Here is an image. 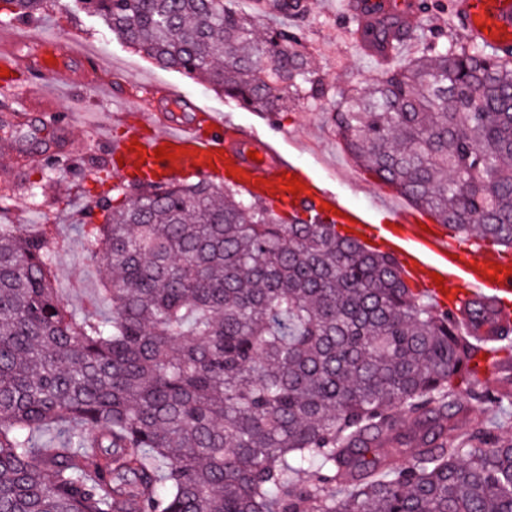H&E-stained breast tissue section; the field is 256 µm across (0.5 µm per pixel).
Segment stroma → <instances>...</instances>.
<instances>
[{
  "label": "stroma",
  "instance_id": "stroma-1",
  "mask_svg": "<svg viewBox=\"0 0 512 512\" xmlns=\"http://www.w3.org/2000/svg\"><path fill=\"white\" fill-rule=\"evenodd\" d=\"M311 2L302 34L312 67L332 86L374 82L376 62L352 33L348 0ZM42 37L58 41L64 67L74 79L60 93L54 86H41L40 98L33 99L28 95L31 77L22 70L15 96L0 97V127L15 121L21 129L12 136L0 130V224L27 230L52 225L60 242L54 286L74 312L87 307L110 276L85 248L84 211L100 191L94 171L107 162L108 140L122 132L120 114L150 111L153 96L161 90L187 103L185 109L170 112L173 121L193 120V108L199 105L220 113L243 132H277L289 155L331 180L349 203L373 207L377 223H390V207L407 202L352 162L338 142L328 102L300 99L288 111L261 115L203 81L157 65L95 17L70 12L61 2L40 18L0 23V48L26 55ZM60 120L67 122L70 140L81 142L82 148L65 153L60 165L51 168L47 148L60 140Z\"/></svg>",
  "mask_w": 512,
  "mask_h": 512
}]
</instances>
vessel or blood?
Listing matches in <instances>:
<instances>
[{
	"label": "vessel or blood",
	"mask_w": 512,
	"mask_h": 512,
	"mask_svg": "<svg viewBox=\"0 0 512 512\" xmlns=\"http://www.w3.org/2000/svg\"><path fill=\"white\" fill-rule=\"evenodd\" d=\"M451 2L452 20L468 42L503 55L512 52V0ZM354 12L370 24L384 18L411 26L419 22L412 0H358ZM160 147L173 148L174 158L157 160ZM253 151L258 154L254 160L249 157ZM109 156L128 182L142 176L164 185L190 177L228 178L279 210L307 207L313 217L354 231L370 221L366 209L343 202L320 180L284 160L272 144L258 137L244 139L236 125L212 114L200 123L176 125L159 113L145 114L142 124L111 142ZM292 174L303 185L295 194L285 185ZM391 213L398 232L379 242V250L396 258L405 279L422 288L437 309L452 313L462 335L474 336L486 353H493V337L474 333L464 308L480 297L512 306V255L475 237L444 235L419 209L397 206ZM437 275L443 284L434 283Z\"/></svg>",
	"instance_id": "1"
}]
</instances>
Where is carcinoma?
<instances>
[{"mask_svg": "<svg viewBox=\"0 0 512 512\" xmlns=\"http://www.w3.org/2000/svg\"><path fill=\"white\" fill-rule=\"evenodd\" d=\"M159 65L259 112L331 102L352 160L458 236L512 247V58L388 20L426 52L329 87L284 18L238 0H73ZM48 0H0L8 20ZM87 251L107 314L65 307L52 230L0 224V512H512V439L448 438L479 349L389 255L236 186L115 184ZM512 348V312L467 305Z\"/></svg>", "mask_w": 512, "mask_h": 512, "instance_id": "1", "label": "carcinoma"}]
</instances>
